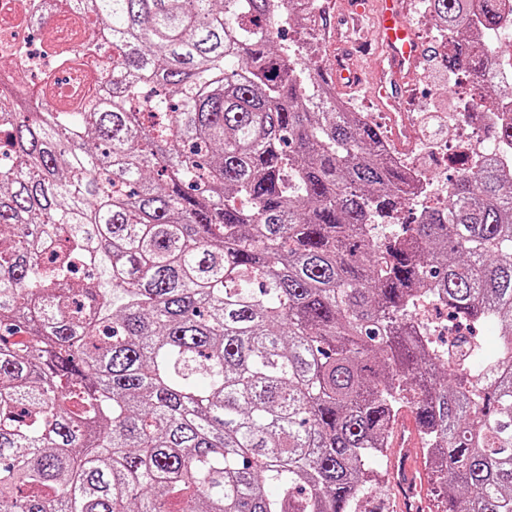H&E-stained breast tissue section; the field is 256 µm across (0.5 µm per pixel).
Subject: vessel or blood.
Wrapping results in <instances>:
<instances>
[{"mask_svg":"<svg viewBox=\"0 0 512 512\" xmlns=\"http://www.w3.org/2000/svg\"><path fill=\"white\" fill-rule=\"evenodd\" d=\"M374 20L377 40L389 60L388 69L372 76L366 69L353 66L338 57L334 59L328 73L339 84L370 83L379 109L394 118L400 115L401 105L408 95L407 71L413 67L420 46L401 6V0H375ZM421 445L416 413L403 410L393 429L390 448L386 453L391 512H440L438 501L431 495L434 478L424 464Z\"/></svg>","mask_w":512,"mask_h":512,"instance_id":"1","label":"vessel or blood"}]
</instances>
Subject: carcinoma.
<instances>
[{
  "instance_id": "obj_1",
  "label": "carcinoma",
  "mask_w": 512,
  "mask_h": 512,
  "mask_svg": "<svg viewBox=\"0 0 512 512\" xmlns=\"http://www.w3.org/2000/svg\"><path fill=\"white\" fill-rule=\"evenodd\" d=\"M66 2L122 54L53 112L0 80V512H356L405 408L445 512H512V171L405 210L379 125L278 43L309 0ZM425 2L482 108L512 0ZM425 298L494 349L440 358Z\"/></svg>"
}]
</instances>
